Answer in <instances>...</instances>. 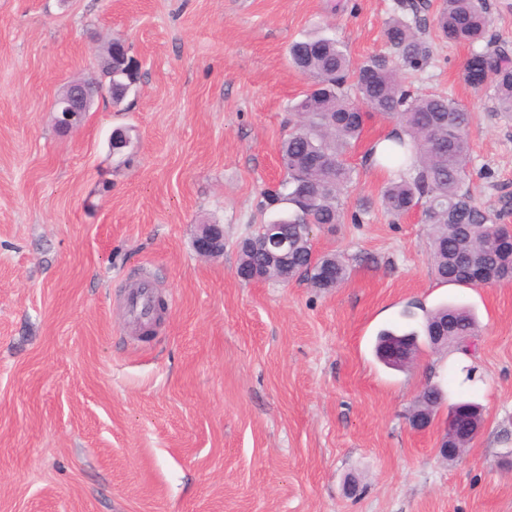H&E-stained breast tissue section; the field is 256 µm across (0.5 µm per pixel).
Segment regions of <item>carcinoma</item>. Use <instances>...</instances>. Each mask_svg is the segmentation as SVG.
<instances>
[{"mask_svg":"<svg viewBox=\"0 0 512 512\" xmlns=\"http://www.w3.org/2000/svg\"><path fill=\"white\" fill-rule=\"evenodd\" d=\"M401 14L386 23L388 52L372 55L352 66L343 43L327 25L313 27L289 47V59L312 79L311 88L291 107L296 123L280 146L285 171L278 187L265 192L266 204L280 209L275 224L288 225L294 248L288 254V278L304 277L314 288H335L348 276L341 256L313 255L306 224H340V196L354 182L347 154L360 139L367 113L377 112L395 122L381 153L372 146L366 154L374 164L394 168L396 176L382 187L380 202L393 216L420 209L421 221L430 225V258L443 283H466L472 267L480 266L493 281H512V249L500 242L508 233L498 215L481 208L464 176L471 162L468 128L471 114L440 95H418L404 87L400 74L423 70L432 56V43L422 36L416 11L398 4ZM437 24L450 42L477 49L488 70L495 110L512 114V56L494 45L489 36L485 0H441ZM102 76L112 75L106 89L114 105L122 103L137 81L127 62L105 55ZM366 106L361 111L360 105ZM336 266V282L318 279L317 268ZM239 265L268 274L271 266L258 251H239ZM450 326L452 336H473L477 324L461 305L440 306L425 312L423 330L437 324ZM397 333L382 331L376 355L385 365L393 362L386 351ZM440 391L425 386L415 407L433 410Z\"/></svg>","mask_w":512,"mask_h":512,"instance_id":"obj_1","label":"carcinoma"}]
</instances>
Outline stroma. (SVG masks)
<instances>
[{
    "mask_svg": "<svg viewBox=\"0 0 512 512\" xmlns=\"http://www.w3.org/2000/svg\"><path fill=\"white\" fill-rule=\"evenodd\" d=\"M0 0V512H512V283L444 284L419 211L395 218L367 150L394 124L375 115L348 155L345 220L313 229L349 276L248 283L237 243L269 221L283 178L288 108L310 87L288 47L330 23L354 62L385 53L395 0ZM408 74L473 119L465 179L512 225V118L464 80L471 49L439 39ZM138 80L96 97L61 130L64 83L100 79L112 34ZM131 143L110 156L113 129ZM369 209H361L362 200ZM224 227L200 257L199 225ZM149 280L168 302L150 340L126 294ZM475 314L464 355L421 342L402 370L377 333L408 305ZM482 409L455 462L439 426L414 429L422 387Z\"/></svg>",
    "mask_w": 512,
    "mask_h": 512,
    "instance_id": "35a3bbf8",
    "label": "stroma"
}]
</instances>
